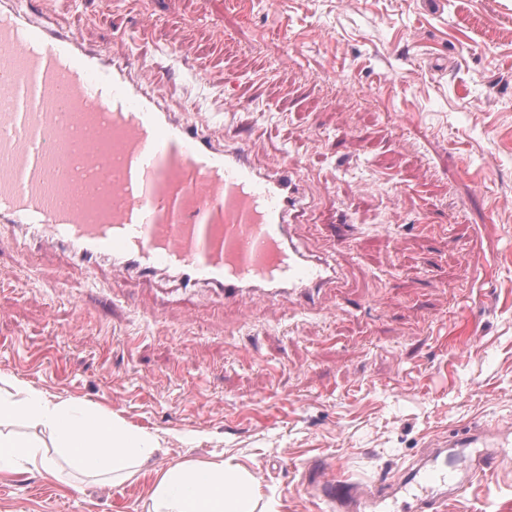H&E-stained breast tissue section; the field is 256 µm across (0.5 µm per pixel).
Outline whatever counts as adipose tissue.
Here are the masks:
<instances>
[{
  "mask_svg": "<svg viewBox=\"0 0 512 512\" xmlns=\"http://www.w3.org/2000/svg\"><path fill=\"white\" fill-rule=\"evenodd\" d=\"M19 421L48 433L50 445L11 432L10 424ZM158 449L155 438L115 414L48 398L0 373L1 474L29 466L53 476L62 462L79 476L114 485L138 475ZM260 500L257 480L240 465L179 462L155 479L146 512H258Z\"/></svg>",
  "mask_w": 512,
  "mask_h": 512,
  "instance_id": "ef3b65f1",
  "label": "adipose tissue"
}]
</instances>
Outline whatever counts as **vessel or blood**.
I'll use <instances>...</instances> for the list:
<instances>
[{
  "label": "vessel or blood",
  "instance_id": "obj_1",
  "mask_svg": "<svg viewBox=\"0 0 512 512\" xmlns=\"http://www.w3.org/2000/svg\"><path fill=\"white\" fill-rule=\"evenodd\" d=\"M36 2L0 11V223L67 246L91 275L113 258L143 276L174 269L227 303L286 291L314 304L335 274L287 230L304 221L293 167L265 176L244 142L214 146L131 81L142 67L134 54L106 61L32 25ZM57 179L80 201L61 202ZM511 462L512 426H473L435 439L394 482L358 489L328 459L311 461L303 481L331 512H445Z\"/></svg>",
  "mask_w": 512,
  "mask_h": 512
}]
</instances>
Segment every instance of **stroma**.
I'll return each instance as SVG.
<instances>
[{
    "label": "stroma",
    "instance_id": "stroma-1",
    "mask_svg": "<svg viewBox=\"0 0 512 512\" xmlns=\"http://www.w3.org/2000/svg\"><path fill=\"white\" fill-rule=\"evenodd\" d=\"M34 21L136 51L167 112L244 138L263 173L293 164L292 239L342 286L218 306L171 271L20 258L25 229L0 224V372L160 443L119 485L0 474V512H145L169 465L229 458L267 512H326L312 458L369 485L512 422V0H45ZM446 512H512V472Z\"/></svg>",
    "mask_w": 512,
    "mask_h": 512
}]
</instances>
